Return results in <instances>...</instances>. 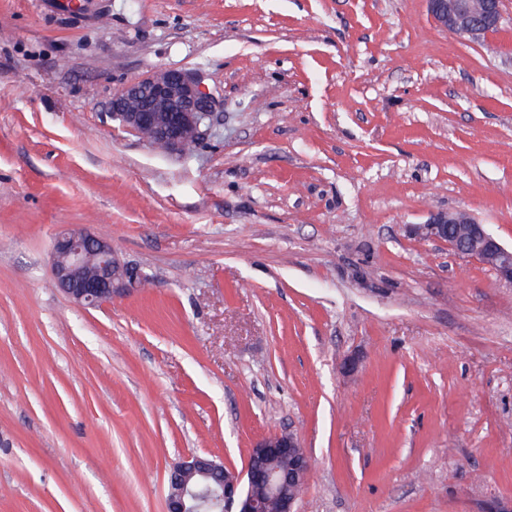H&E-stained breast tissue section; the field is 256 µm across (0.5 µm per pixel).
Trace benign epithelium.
<instances>
[{"label": "benign epithelium", "mask_w": 512, "mask_h": 512, "mask_svg": "<svg viewBox=\"0 0 512 512\" xmlns=\"http://www.w3.org/2000/svg\"><path fill=\"white\" fill-rule=\"evenodd\" d=\"M436 25L474 41L499 27L504 0H427ZM216 108L201 76L183 69H159L128 81L112 95V117L143 140L171 153L181 152L190 137L201 138L205 119ZM426 240L448 243L459 256L476 258L494 269L500 281L512 283V249L505 248L470 212L454 210L433 215L417 227ZM52 276L56 286L83 306L119 298L146 280L142 271L123 263L110 241L100 235L67 230L53 242ZM286 457L287 470L268 465ZM313 464L291 432L276 430L252 448L243 472L227 469L205 455L188 456L170 470L166 512H262L250 486L264 480L282 500L280 512H295Z\"/></svg>", "instance_id": "obj_1"}]
</instances>
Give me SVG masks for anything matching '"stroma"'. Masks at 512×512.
I'll list each match as a JSON object with an SVG mask.
<instances>
[{"label": "stroma", "instance_id": "1", "mask_svg": "<svg viewBox=\"0 0 512 512\" xmlns=\"http://www.w3.org/2000/svg\"><path fill=\"white\" fill-rule=\"evenodd\" d=\"M162 68L218 100L185 156L110 114ZM457 209L512 247V0L479 41L426 0H0V512H165L276 429L295 512H512V285L413 233ZM68 228L147 281L74 303Z\"/></svg>", "mask_w": 512, "mask_h": 512}]
</instances>
